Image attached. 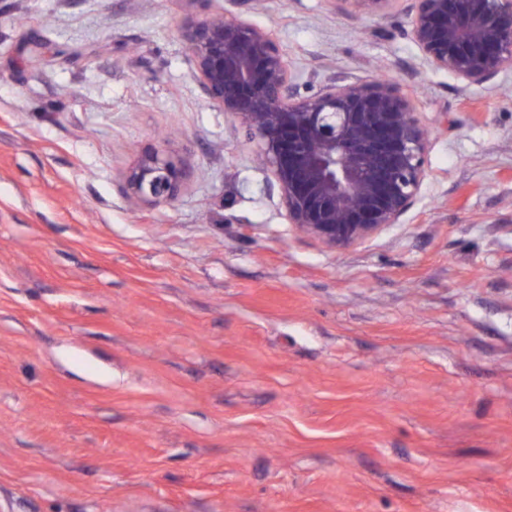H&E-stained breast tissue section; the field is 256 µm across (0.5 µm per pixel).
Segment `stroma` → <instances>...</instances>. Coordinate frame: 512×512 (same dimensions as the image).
Listing matches in <instances>:
<instances>
[{
  "label": "stroma",
  "mask_w": 512,
  "mask_h": 512,
  "mask_svg": "<svg viewBox=\"0 0 512 512\" xmlns=\"http://www.w3.org/2000/svg\"><path fill=\"white\" fill-rule=\"evenodd\" d=\"M233 0H0V502L11 512H512V73L403 16L265 0L302 91L384 74L432 126L402 223L289 224L180 32ZM171 203L130 171L162 136Z\"/></svg>",
  "instance_id": "1"
}]
</instances>
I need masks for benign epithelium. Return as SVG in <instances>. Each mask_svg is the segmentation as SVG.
<instances>
[{"mask_svg":"<svg viewBox=\"0 0 512 512\" xmlns=\"http://www.w3.org/2000/svg\"><path fill=\"white\" fill-rule=\"evenodd\" d=\"M327 2L351 18L403 15L423 65L464 91L512 72V0ZM181 37L209 103L262 145L288 223L335 250L403 223L430 140L409 90L339 72L303 96L271 29L230 12L186 24ZM188 179L162 145L142 156L128 184L138 198L171 203Z\"/></svg>","mask_w":512,"mask_h":512,"instance_id":"obj_1","label":"benign epithelium"}]
</instances>
